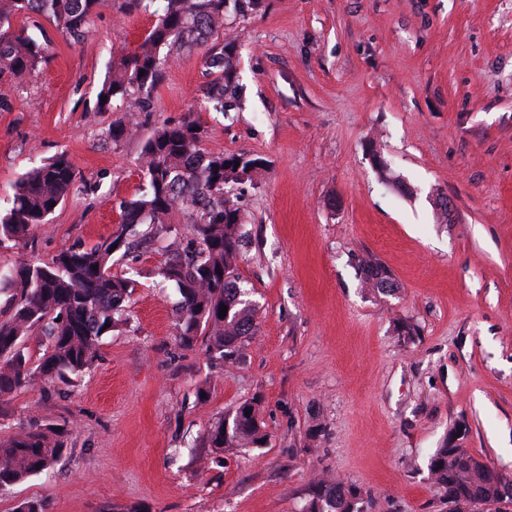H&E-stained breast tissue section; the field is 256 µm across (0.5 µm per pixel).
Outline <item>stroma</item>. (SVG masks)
Segmentation results:
<instances>
[{"instance_id":"1","label":"stroma","mask_w":512,"mask_h":512,"mask_svg":"<svg viewBox=\"0 0 512 512\" xmlns=\"http://www.w3.org/2000/svg\"><path fill=\"white\" fill-rule=\"evenodd\" d=\"M155 18L107 0L80 39L35 18L38 71L0 81V213L29 170L67 154L77 180L49 223L0 244L46 262L117 231L139 195L143 139L195 122L205 153L262 157L230 185L250 242L238 273L256 330L234 364L175 341L168 253L144 242L129 322L71 385L0 404V440L32 416L77 429L53 470L0 490V512H303L316 476L364 512H448L431 457L451 442L512 477V0H262L219 34L238 108L202 89V50L165 66L139 137L112 141L96 108L114 57ZM452 204L441 214L436 202ZM383 265L395 289L363 280ZM255 404L263 443L200 466L205 431Z\"/></svg>"}]
</instances>
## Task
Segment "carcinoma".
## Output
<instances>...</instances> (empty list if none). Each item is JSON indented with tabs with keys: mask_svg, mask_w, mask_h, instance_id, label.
<instances>
[{
	"mask_svg": "<svg viewBox=\"0 0 512 512\" xmlns=\"http://www.w3.org/2000/svg\"><path fill=\"white\" fill-rule=\"evenodd\" d=\"M107 0H0V81L36 71L47 59L44 43L16 28L25 15H41L62 33L77 38ZM242 12L261 6L260 0H162L153 12L155 23L135 50L113 65L97 95L96 107L112 108L119 99L127 122L109 130L117 142L136 135V116L147 109L144 92L154 87L165 63L183 51L206 48L204 62L217 74L203 90L219 112L236 96L234 57L229 45L211 41L224 26L228 7ZM144 75H139V72ZM193 122L158 128L142 145L139 167L146 184L141 194L123 206L121 225L111 236L89 247L58 251L48 263H23L0 270V290L12 288L8 317L0 320V401L29 388L39 379L69 386L97 358L103 339L123 321L137 280L112 273L117 259L134 245L136 227L149 224L169 239V258L159 269V284L172 282L180 294L176 336L190 349L204 335L208 354L232 360L241 339L255 328L250 290L243 286L238 259L247 231L244 216L226 191L230 183L252 179L263 168L258 157L246 154L208 155L202 152L201 133ZM77 178L61 154L25 174L15 187L13 205L0 215V244L18 241L48 218L65 200ZM189 214L196 244L178 241L175 216ZM117 248H112V245ZM365 282L379 291H392L390 273L382 266L363 267ZM227 306L221 318V305ZM38 329L45 336L44 353L33 364L22 342ZM251 415H246V412ZM68 424L61 428L33 419L0 441V488L19 483L50 469L67 448ZM263 439L258 411L244 402L211 425L206 443L213 455ZM430 471L445 490L448 512H499L512 503V479L478 461L464 448L445 444L430 461ZM305 512H363L356 495L339 479L319 477Z\"/></svg>",
	"mask_w": 512,
	"mask_h": 512,
	"instance_id": "1",
	"label": "carcinoma"
}]
</instances>
